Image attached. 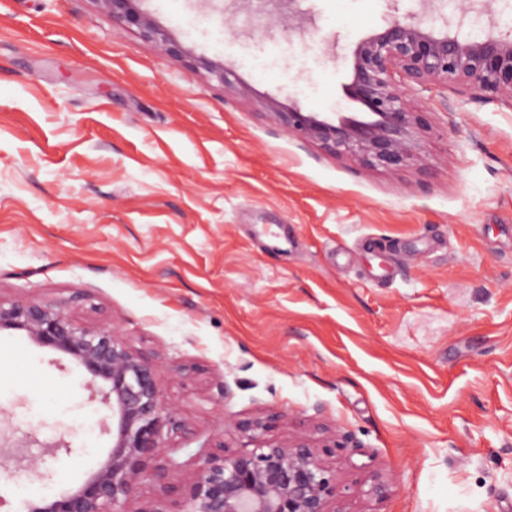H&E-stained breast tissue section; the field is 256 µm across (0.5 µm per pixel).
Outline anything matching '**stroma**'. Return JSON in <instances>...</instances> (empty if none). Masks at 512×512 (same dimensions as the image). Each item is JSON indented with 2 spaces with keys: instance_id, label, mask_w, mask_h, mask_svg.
Returning <instances> with one entry per match:
<instances>
[{
  "instance_id": "1",
  "label": "stroma",
  "mask_w": 512,
  "mask_h": 512,
  "mask_svg": "<svg viewBox=\"0 0 512 512\" xmlns=\"http://www.w3.org/2000/svg\"><path fill=\"white\" fill-rule=\"evenodd\" d=\"M190 52L161 54L95 0H0V296L66 305L158 362L204 443L335 437L347 512H512V109L431 87L425 167L388 172L288 136L269 100L356 112L358 41L440 30L448 0H145ZM223 63L235 86L193 59ZM266 69H258V62ZM84 369L0 334V430L65 439L49 485L112 446ZM104 424L82 446L80 417ZM389 485L385 498L365 482Z\"/></svg>"
}]
</instances>
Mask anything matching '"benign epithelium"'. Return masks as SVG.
Masks as SVG:
<instances>
[{"label": "benign epithelium", "mask_w": 512, "mask_h": 512, "mask_svg": "<svg viewBox=\"0 0 512 512\" xmlns=\"http://www.w3.org/2000/svg\"><path fill=\"white\" fill-rule=\"evenodd\" d=\"M95 2L112 22L136 29L162 54L188 57L184 46L139 8V0ZM477 8L492 15V0H459L444 32L395 17L361 39L352 52L345 94L362 112H338L331 119L273 100L266 109L289 135L316 142L329 154L389 171L419 165L427 123L409 104L415 88L437 85L466 101L512 108V34L474 39L462 33L467 15ZM201 65L210 78L230 86L223 64L203 60ZM2 331L19 332L71 357L88 373L87 388L112 406L106 459L81 484L24 501V512H345L336 471L324 460L336 444L326 441L318 448L302 436L275 441L267 434L276 418L245 419L236 427L253 448L228 452L219 443L217 450L200 454L197 475L183 482L174 449L158 454L168 435H189L192 428L168 402L158 363L131 351L113 327L86 326L61 304L0 299ZM6 442L0 438V457L24 468L29 442ZM146 476L161 483L162 492L133 509L135 487Z\"/></svg>", "instance_id": "1"}]
</instances>
